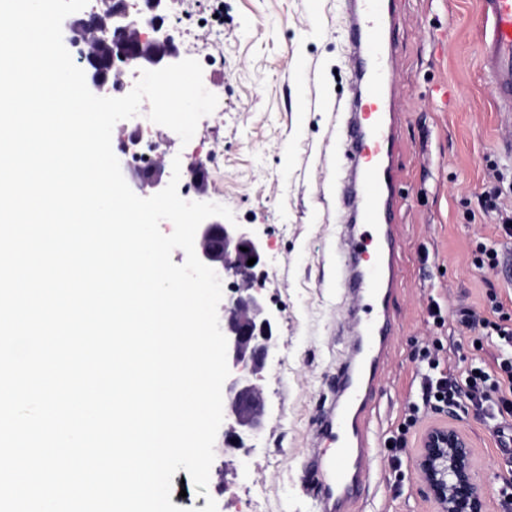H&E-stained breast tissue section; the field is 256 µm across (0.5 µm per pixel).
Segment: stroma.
<instances>
[{"instance_id":"stroma-1","label":"stroma","mask_w":512,"mask_h":512,"mask_svg":"<svg viewBox=\"0 0 512 512\" xmlns=\"http://www.w3.org/2000/svg\"><path fill=\"white\" fill-rule=\"evenodd\" d=\"M224 23L211 24L216 5ZM399 36L404 89L398 134V226L401 286L394 306L395 342L373 415V476L363 512H435L407 466L396 478L385 444L418 388L422 347L440 337L451 372L474 360L493 363L489 340L461 326L459 307L496 320V293L512 316V279L480 265L479 244L512 250L501 214L484 197L495 168L512 166L501 148L506 132L481 67L479 0H402ZM180 16L181 50L203 64L205 88L218 98L194 137L182 143L171 129L147 121L142 129L167 159L207 160L206 201L231 209L266 242L262 289L277 319L278 350L262 389L266 428L249 457L228 472L224 455L211 466L207 496L185 470L172 479L171 501L200 512L214 498L218 512H314L304 492L303 463L311 422L326 383L350 343L342 335L343 293L336 284V105L348 94V59L338 0H169ZM439 303L444 322L429 314ZM472 441L486 483V512H500V491L511 477L494 429L471 406L440 414Z\"/></svg>"}]
</instances>
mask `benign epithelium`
Segmentation results:
<instances>
[{
    "mask_svg": "<svg viewBox=\"0 0 512 512\" xmlns=\"http://www.w3.org/2000/svg\"><path fill=\"white\" fill-rule=\"evenodd\" d=\"M168 0H98V5L68 16L63 33L70 47L93 38L102 57L83 53L81 69L89 89L121 88L128 70H157L182 61L180 45L172 30L154 25L143 32L142 18L167 13ZM131 170L132 191L150 197L167 186L161 161L137 164L119 158ZM188 187L202 193L205 170L188 167ZM198 258L212 268L222 282L223 297L218 319L227 339L230 374L224 382V453L246 457L252 443L265 429V399L260 381L276 349L275 316L261 292L263 243L243 225L234 226L219 216L204 220L195 236ZM250 258L256 262L249 266ZM420 490L437 512H485L486 487L476 466L473 445L451 424L429 425L415 456Z\"/></svg>",
    "mask_w": 512,
    "mask_h": 512,
    "instance_id": "obj_1",
    "label": "benign epithelium"
}]
</instances>
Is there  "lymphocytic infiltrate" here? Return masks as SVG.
Listing matches in <instances>:
<instances>
[{
	"label": "lymphocytic infiltrate",
	"instance_id": "lymphocytic-infiltrate-1",
	"mask_svg": "<svg viewBox=\"0 0 512 512\" xmlns=\"http://www.w3.org/2000/svg\"><path fill=\"white\" fill-rule=\"evenodd\" d=\"M459 320L467 327L490 330L496 337L499 355L495 368L484 363L472 362L461 375L450 373L440 355L439 340H432L423 349L420 376V394L417 402L411 403L409 413L392 437V449L396 456L407 453L406 435L422 419L431 413H441L448 406L470 404L484 420L501 423L512 415V326L480 318L470 308L459 310Z\"/></svg>",
	"mask_w": 512,
	"mask_h": 512
}]
</instances>
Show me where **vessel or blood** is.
I'll list each match as a JSON object with an SVG mask.
<instances>
[{"label": "vessel or blood", "instance_id": "vessel-or-blood-1", "mask_svg": "<svg viewBox=\"0 0 512 512\" xmlns=\"http://www.w3.org/2000/svg\"><path fill=\"white\" fill-rule=\"evenodd\" d=\"M341 8L351 76L336 128L345 160L336 170V278L354 346L330 378L332 396L313 423L303 465L317 512H351L367 486L369 417L395 335L399 282L393 109L402 94L395 78L401 19L396 0H341ZM479 11L483 72L499 112L512 124V0H480Z\"/></svg>", "mask_w": 512, "mask_h": 512}]
</instances>
